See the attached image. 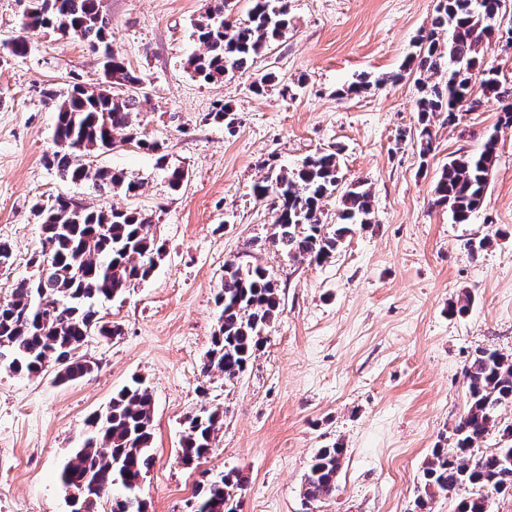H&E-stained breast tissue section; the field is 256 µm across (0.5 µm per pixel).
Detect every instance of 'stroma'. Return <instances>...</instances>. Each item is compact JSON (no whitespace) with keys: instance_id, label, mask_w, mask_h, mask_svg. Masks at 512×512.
<instances>
[{"instance_id":"stroma-1","label":"stroma","mask_w":512,"mask_h":512,"mask_svg":"<svg viewBox=\"0 0 512 512\" xmlns=\"http://www.w3.org/2000/svg\"><path fill=\"white\" fill-rule=\"evenodd\" d=\"M102 2L112 48L148 96L137 120L166 160L120 141L93 156L141 182L135 196L63 179L45 162L55 112L42 91L97 86V54L55 30L33 35L26 56L0 58V241L12 249L0 300L36 274L34 206L59 195L147 214L161 253L149 279L98 304L122 332L80 347L91 374L62 384L50 371L0 367V512H70L59 471L89 415L134 377L154 398L155 463L141 485L148 512H188L196 490L231 469L249 478L240 512H417L424 463L452 443L467 411L469 360L481 349L512 355V128L499 129L482 209L457 224L432 205L436 177L449 156L480 148L498 102L460 111L452 124L435 116L423 159L409 139L418 126L413 78L340 91L360 74H398L436 0H288L285 36L209 83L186 68L204 50L195 24L209 0ZM218 103L233 125L206 120ZM324 149L338 151L345 182L368 183L376 221L323 262L292 259L273 243V206L252 188ZM170 167L187 174L180 190L168 185ZM228 260L267 269L283 302L231 381L201 370ZM464 296L468 311L451 314ZM203 408L222 410L223 425L211 454L187 468L178 461L183 421ZM336 442L347 450L336 492L306 503L310 460Z\"/></svg>"}]
</instances>
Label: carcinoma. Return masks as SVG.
Listing matches in <instances>:
<instances>
[{
	"label": "carcinoma",
	"instance_id": "cac0c4a2",
	"mask_svg": "<svg viewBox=\"0 0 512 512\" xmlns=\"http://www.w3.org/2000/svg\"><path fill=\"white\" fill-rule=\"evenodd\" d=\"M500 0H437L430 29L416 39V52L391 77L396 81L421 74L416 109L419 123L416 145L419 156L431 153V118L442 113L452 123L464 102L472 106L482 98L512 96L502 88L498 72L484 67L481 50L491 41L512 47V27L500 26ZM288 0H253L248 19L231 17L230 0H210L205 16L196 24L205 52L188 58L186 68L204 82L245 68L266 46L288 30ZM81 34L98 54L102 78L88 88L75 83L65 92L51 88L43 96L56 112L54 150L46 157L73 183H90L99 190L120 189L128 195L141 184L107 168L83 161L91 154L111 150L114 135L123 141L160 154L163 144L139 131L135 118L148 97L141 92V78L112 50L109 20L100 11V0H36L20 20L21 34L9 53L25 56L30 36L47 29ZM441 75L430 82L422 74ZM482 75L475 82L476 75ZM385 82L358 76L340 95L359 94ZM126 88L120 96L116 87ZM512 126V103L504 109L499 126L487 132L476 152L448 160L437 176L432 205L450 211L456 224H466L485 199L489 176L497 158L499 127ZM339 195L341 208L333 233L323 232V200ZM253 195L273 201L277 224L273 234L278 249L290 258L309 257L316 262L330 258L356 226L375 223L373 196L362 181L342 185L338 152L321 151L307 157L300 168L281 170L253 185ZM44 242L50 257L36 260V278L21 279L10 298L0 301V366L39 376L51 366L55 378L72 381L89 375L92 365L77 351L95 332L118 336L117 324L96 317L101 299L124 295L132 284L145 280L160 248L149 236L150 218L119 209L95 210L72 198L58 197L38 206ZM220 308L218 329L203 363V370H218L232 381L242 374L260 347L263 331L280 313L281 298L267 270L261 266L224 264V281L216 298ZM469 407L454 430L449 448L436 447L424 463L416 506L424 512L436 497L465 486L512 488V427L503 430L504 442L482 455L474 454L478 441L496 426L498 407L512 403V357L496 350H478L465 368ZM153 395L135 380L112 397L108 408L88 422L89 433L62 468L59 480L68 490L86 477L120 482L126 494L140 495L137 477L154 465L151 443ZM223 412L201 409L186 417L179 455L189 466L206 457L221 428ZM346 449L335 444L320 448L304 475L301 493L309 503L320 502L336 491ZM248 483L240 470H230L197 491V512H238L239 496ZM455 512H492L489 498H462Z\"/></svg>",
	"mask_w": 512,
	"mask_h": 512
}]
</instances>
